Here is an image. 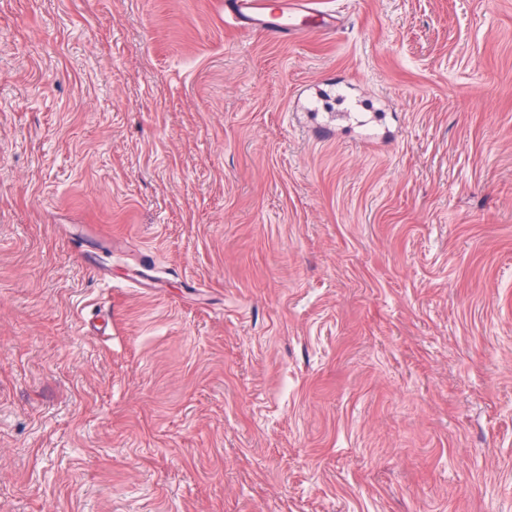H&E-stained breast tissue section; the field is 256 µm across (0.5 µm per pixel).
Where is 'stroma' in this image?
Instances as JSON below:
<instances>
[{"instance_id": "obj_1", "label": "stroma", "mask_w": 512, "mask_h": 512, "mask_svg": "<svg viewBox=\"0 0 512 512\" xmlns=\"http://www.w3.org/2000/svg\"><path fill=\"white\" fill-rule=\"evenodd\" d=\"M0 0V512H512V0ZM303 0H224V17L243 29H258L279 41H291L302 34L335 32L340 19L316 12Z\"/></svg>"}]
</instances>
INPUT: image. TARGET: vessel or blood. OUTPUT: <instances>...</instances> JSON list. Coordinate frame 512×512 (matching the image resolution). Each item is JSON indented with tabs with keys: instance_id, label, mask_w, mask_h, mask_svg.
Returning a JSON list of instances; mask_svg holds the SVG:
<instances>
[{
	"instance_id": "obj_1",
	"label": "vessel or blood",
	"mask_w": 512,
	"mask_h": 512,
	"mask_svg": "<svg viewBox=\"0 0 512 512\" xmlns=\"http://www.w3.org/2000/svg\"><path fill=\"white\" fill-rule=\"evenodd\" d=\"M224 16L285 42L303 34L332 33L340 24L336 15L313 11L304 0H224Z\"/></svg>"
}]
</instances>
